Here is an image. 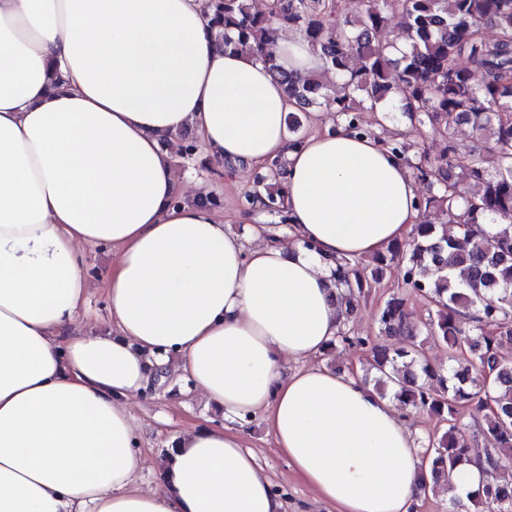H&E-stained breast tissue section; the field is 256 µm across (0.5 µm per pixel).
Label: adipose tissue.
<instances>
[{"mask_svg": "<svg viewBox=\"0 0 512 512\" xmlns=\"http://www.w3.org/2000/svg\"><path fill=\"white\" fill-rule=\"evenodd\" d=\"M278 64L323 60L278 35ZM295 106L250 51L224 50L205 0H0V512H308L246 448L264 414L279 452L338 512H416L428 468L397 403L317 358L337 335L335 262L408 240L412 170L337 127L293 146ZM212 160L285 159L289 241L193 199L170 144ZM107 245V329L72 327ZM301 362L288 373L285 359ZM191 379L220 420L171 436L153 486L125 407L157 374Z\"/></svg>", "mask_w": 512, "mask_h": 512, "instance_id": "adipose-tissue-1", "label": "adipose tissue"}]
</instances>
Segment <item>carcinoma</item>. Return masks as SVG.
<instances>
[{"mask_svg":"<svg viewBox=\"0 0 512 512\" xmlns=\"http://www.w3.org/2000/svg\"><path fill=\"white\" fill-rule=\"evenodd\" d=\"M210 24L226 49L249 44L277 69L267 45L277 30L299 31L320 47L322 72H280L297 112L288 131L298 144L311 112H334L339 124L364 135L363 110L380 112L390 93L402 95V116L413 130L461 123L479 146L461 151L448 141L430 156L420 144L386 140L427 187L418 209L448 217L459 236L426 221L411 240L361 261H336V287L345 319L356 314L390 269L397 283L379 306V332L392 347L340 329L335 348L366 352L380 393L396 389L402 407L434 416L441 433L428 435L431 481L420 492L450 488V475L470 453L484 455L486 479L475 499L480 512H512V474L501 472L512 451V0H358L354 15L342 0H270L267 11L250 0H207ZM398 21L409 39L401 55L381 35ZM428 302L416 313L411 297ZM448 347V368L426 359L421 338ZM492 417L476 426L479 414ZM485 440L479 445L478 439Z\"/></svg>","mask_w":512,"mask_h":512,"instance_id":"obj_1","label":"carcinoma"}]
</instances>
